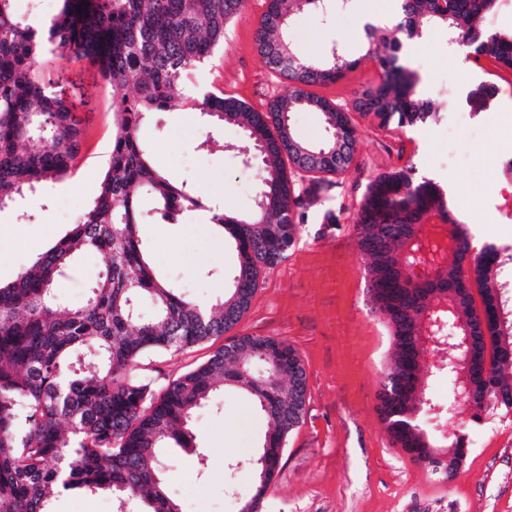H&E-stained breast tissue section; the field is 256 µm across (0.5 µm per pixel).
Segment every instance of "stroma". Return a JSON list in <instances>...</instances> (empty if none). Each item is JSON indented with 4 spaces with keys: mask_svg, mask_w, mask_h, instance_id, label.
<instances>
[{
    "mask_svg": "<svg viewBox=\"0 0 512 512\" xmlns=\"http://www.w3.org/2000/svg\"><path fill=\"white\" fill-rule=\"evenodd\" d=\"M264 9L265 0H247L242 15L224 30L223 50L197 75L198 85L257 111L288 91L255 46ZM289 39L301 56L318 58L338 46L358 59L343 79L318 90L342 108H351L362 89L380 80L376 64L364 57V25L344 0L297 16ZM402 52L421 76L419 92L438 103L437 118L405 129L357 118L354 165L308 206L294 248L265 275L233 331L176 355L148 356L138 370L158 390L246 335L274 337L297 352L307 374L305 415L288 438L261 512H394L401 500H445L459 504L462 512H512V408L487 409L478 424L471 423L466 408H457L455 425L466 454L458 474L445 480L394 447L377 412L391 340L382 318L366 305L365 259L354 232L355 214L372 180L413 168L415 177L444 189L473 250L492 245L512 254V211L502 205L497 180L498 158L512 154V71L495 70L484 59L471 65L467 50L449 47L441 28ZM50 65L65 69L90 99L89 106L76 110L85 128L83 163L70 178L0 210L1 285L80 220L98 192L112 143L117 104L110 86L85 63L56 56ZM492 79L501 92L490 120L459 111L462 96ZM141 135L171 181H188L196 194L227 213L252 210L260 166L243 164L231 152L243 138L239 127L214 128L200 113L181 109L150 114ZM209 137L219 140V148H202ZM330 212L336 223H325ZM142 237L155 268L175 279L184 295L205 304L223 293L224 275L233 270L237 253L216 227L192 215L181 224L143 225ZM102 267L96 253L80 258L59 284L64 302L81 304L87 281ZM268 428L267 418L236 390L218 392L200 409L191 426L193 448L163 458L162 484L182 512H240L253 480L243 462Z\"/></svg>",
    "mask_w": 512,
    "mask_h": 512,
    "instance_id": "35a3bbf8",
    "label": "stroma"
}]
</instances>
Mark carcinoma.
<instances>
[{
	"label": "carcinoma",
	"mask_w": 512,
	"mask_h": 512,
	"mask_svg": "<svg viewBox=\"0 0 512 512\" xmlns=\"http://www.w3.org/2000/svg\"><path fill=\"white\" fill-rule=\"evenodd\" d=\"M14 0H0V209L30 191L76 170L82 131L72 115L71 80L47 66L49 54L86 60L112 88V149L97 197L89 211L34 264L0 285V512H51L62 490L107 491L117 512H181L161 487L160 452L191 448L193 414L220 388L240 390L265 414L267 438L286 445L302 424L306 371L285 342L241 336L206 363L157 392L137 374L153 353L176 354L234 329L249 310L266 273L288 257L304 223L310 196L331 185L354 163L358 127L350 113L310 91L337 82L358 61L332 47L329 56L303 57L288 41V25L315 0H267L256 31V48L266 66L288 83V94L264 112L212 90H197L192 76L224 43L226 25L243 12V0H59L58 12L32 26L13 13ZM494 0H403L391 28L366 29V56L380 82L366 87L354 111L381 126L425 123L435 104L415 91L417 73L400 55L403 44L423 39L432 27L498 67L512 70V32L489 33L480 21ZM181 94H174L177 88ZM182 107L216 125L241 127L246 144L221 147L261 162L260 186L251 214L228 216L205 204L187 182H171L158 169L140 132L145 115ZM310 109L323 115L328 137L298 141L290 114ZM308 177L307 195L296 176ZM194 210L211 214L234 241L237 265L224 278V297L202 306L154 267L139 228L177 224ZM440 219L464 254L471 242L448 210L437 183L418 179L411 167L377 176L356 214L357 245L366 259L370 311L381 314L392 343L377 407L392 444L428 448L424 460L453 477L464 451L420 424L425 415L455 425L450 407L463 405L481 419L490 404L512 408V359L500 356L499 337L512 336V284L500 280L512 254L493 246L479 251L472 268L434 264L411 275L421 257L424 225ZM102 256L103 269L89 281L86 300L69 307L57 292L59 279L81 253ZM480 288L483 310L474 307L470 280ZM149 302L150 311L142 310ZM423 306L429 320L404 310ZM455 325V334L479 329L471 345L452 352L456 341L431 345L436 316ZM491 355H486L487 347ZM442 356L425 365L427 353ZM463 360L462 371L481 391L468 401L448 371L443 355ZM449 373L452 401L436 411L426 375Z\"/></svg>",
	"instance_id": "obj_1"
}]
</instances>
